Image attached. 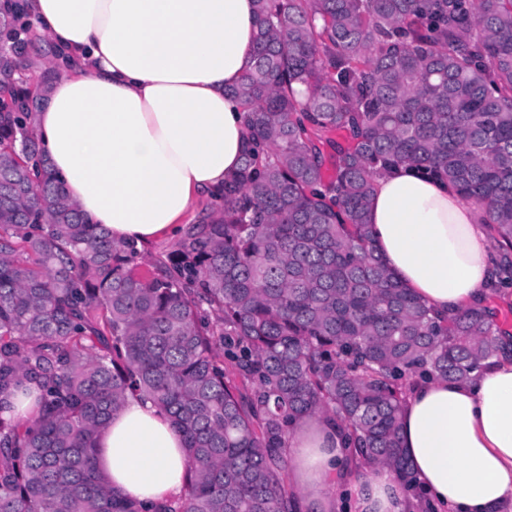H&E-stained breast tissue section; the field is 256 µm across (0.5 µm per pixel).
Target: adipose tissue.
Returning <instances> with one entry per match:
<instances>
[{
  "label": "adipose tissue",
  "instance_id": "obj_1",
  "mask_svg": "<svg viewBox=\"0 0 512 512\" xmlns=\"http://www.w3.org/2000/svg\"><path fill=\"white\" fill-rule=\"evenodd\" d=\"M54 48L56 76L32 131L65 192L117 241L183 232L241 164L242 106L230 93L251 62L254 0H26ZM368 222L386 266L432 311L483 306L499 281L483 215L447 183L402 164L376 175ZM400 440L424 494L385 466L357 468L337 427L302 418L288 434L296 512H326L353 481L355 512H512V338L460 383L411 386ZM97 464L123 495L162 503L188 467L179 433L151 401L128 397L98 439Z\"/></svg>",
  "mask_w": 512,
  "mask_h": 512
}]
</instances>
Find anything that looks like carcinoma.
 Instances as JSON below:
<instances>
[{"label": "carcinoma", "mask_w": 512, "mask_h": 512, "mask_svg": "<svg viewBox=\"0 0 512 512\" xmlns=\"http://www.w3.org/2000/svg\"><path fill=\"white\" fill-rule=\"evenodd\" d=\"M256 15L233 89L241 167L149 279L48 172L27 84L0 103V512H292L286 436L313 416L414 492L407 386L467 381L499 352L495 309L441 319L395 281L367 206L376 174L412 164L512 250V0H256ZM30 27L21 0L0 13L23 52ZM30 384L38 412L17 420ZM129 391L188 456L180 498L150 511L96 465Z\"/></svg>", "instance_id": "1"}]
</instances>
